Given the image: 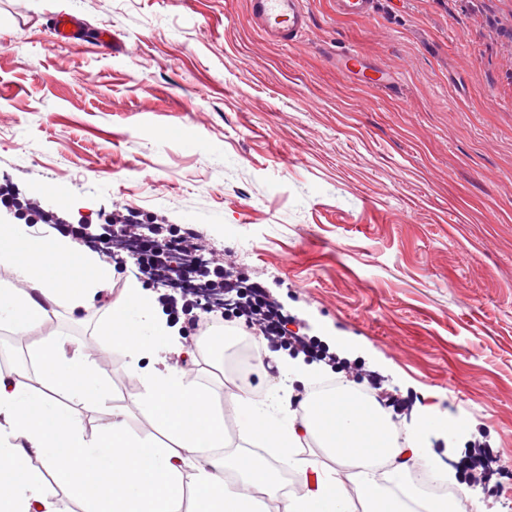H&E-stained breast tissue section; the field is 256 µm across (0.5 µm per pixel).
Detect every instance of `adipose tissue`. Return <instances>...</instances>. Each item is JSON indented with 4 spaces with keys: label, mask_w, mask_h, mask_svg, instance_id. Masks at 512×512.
I'll use <instances>...</instances> for the list:
<instances>
[{
    "label": "adipose tissue",
    "mask_w": 512,
    "mask_h": 512,
    "mask_svg": "<svg viewBox=\"0 0 512 512\" xmlns=\"http://www.w3.org/2000/svg\"><path fill=\"white\" fill-rule=\"evenodd\" d=\"M0 264L18 279L33 282L43 297L76 308L85 304L111 269L71 238L62 236L40 244L27 243L20 224L0 226ZM41 307L25 291L0 288V326L34 319ZM153 297L126 289L112 305L102 329L104 342L120 340L132 373L143 385L140 402L171 439L163 445L128 427L120 414L98 435L87 436L80 419L60 411L54 400L25 387L0 384V466L8 465L10 481L0 488V512H60L52 487L21 459L34 451L46 469L68 458L65 476L72 497L92 500L94 512H185L183 484L193 487L192 512H260L263 497H280L282 512H404L395 498L380 496L368 479L346 488L335 471L320 460L302 462L316 482L303 496L282 492L277 469L257 454L223 452V416L210 394L173 368L144 370L146 351L162 348L163 325L156 318ZM43 375L65 387L79 402L93 405L106 388L79 352H67L57 339L47 340L37 355ZM237 434L247 445L265 442L279 456L292 458L301 437L319 441L325 453L340 464L370 470L384 460L409 451L421 467H429L432 452L422 443L429 422L408 427L404 444H397L388 417L378 404L351 389L313 400L303 415L281 407L268 411L247 396L236 401ZM23 437L25 446L15 444ZM205 448L213 457L201 458Z\"/></svg>",
    "instance_id": "obj_1"
}]
</instances>
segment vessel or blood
Listing matches in <instances>:
<instances>
[{
	"mask_svg": "<svg viewBox=\"0 0 512 512\" xmlns=\"http://www.w3.org/2000/svg\"><path fill=\"white\" fill-rule=\"evenodd\" d=\"M376 0H336L337 15L347 19L371 17ZM250 19L253 26L269 40L294 42L302 39L308 28V14L303 0H249ZM77 19L68 13L54 17V41L71 43L77 38ZM336 69L353 77L368 87L385 92L395 84L392 74L369 64L360 54L343 51L336 56Z\"/></svg>",
	"mask_w": 512,
	"mask_h": 512,
	"instance_id": "vessel-or-blood-1",
	"label": "vessel or blood"
}]
</instances>
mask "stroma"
<instances>
[{
	"label": "stroma",
	"instance_id": "1",
	"mask_svg": "<svg viewBox=\"0 0 512 512\" xmlns=\"http://www.w3.org/2000/svg\"><path fill=\"white\" fill-rule=\"evenodd\" d=\"M297 45L252 26L248 0H0V183L63 224L107 223L115 207L146 225L191 224L210 265L233 253L283 305L287 327L376 373L405 407H387L397 440L416 421L453 487L481 512H512V0H378L370 20L306 0ZM83 22L82 44L53 41L50 18ZM112 44L91 46L100 28ZM353 49L391 72L374 92L330 58ZM63 188V198L48 194ZM135 260L84 307L0 328V381L49 387L35 358L47 337L78 349L110 392L84 405L58 394L87 434L113 413L161 437L140 406L123 346L99 328L125 288L158 294ZM186 377L224 409L237 448L235 388L186 320L169 329ZM278 378L335 377L313 362ZM485 441L488 485L465 473Z\"/></svg>",
	"mask_w": 512,
	"mask_h": 512
}]
</instances>
